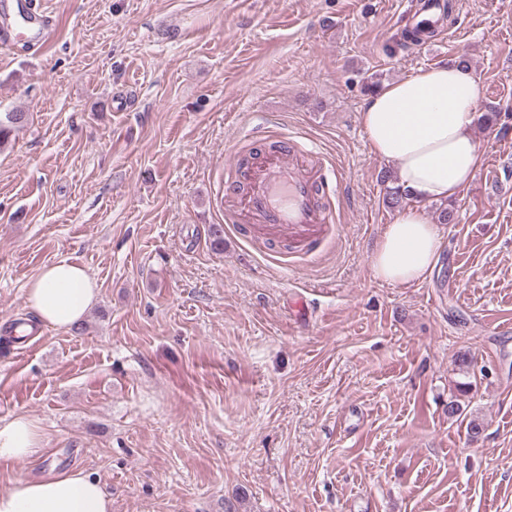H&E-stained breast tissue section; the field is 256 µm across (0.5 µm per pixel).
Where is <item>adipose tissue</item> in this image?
<instances>
[{"mask_svg": "<svg viewBox=\"0 0 512 512\" xmlns=\"http://www.w3.org/2000/svg\"><path fill=\"white\" fill-rule=\"evenodd\" d=\"M479 84L457 64L419 69L374 89L365 99L361 123L371 152L394 162L398 184L417 199L445 202L456 197L481 164L473 133ZM441 236L422 212L406 209L376 241V278L399 286L432 271ZM99 288L81 265L60 260L29 280L25 302L38 320L69 329L95 305ZM39 423L19 415L0 419V460H24L44 447ZM0 512H112V498L99 480L83 472L19 478L0 491Z\"/></svg>", "mask_w": 512, "mask_h": 512, "instance_id": "1", "label": "adipose tissue"}]
</instances>
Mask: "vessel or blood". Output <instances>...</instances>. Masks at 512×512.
Returning <instances> with one entry per match:
<instances>
[{
	"instance_id": "1",
	"label": "vessel or blood",
	"mask_w": 512,
	"mask_h": 512,
	"mask_svg": "<svg viewBox=\"0 0 512 512\" xmlns=\"http://www.w3.org/2000/svg\"><path fill=\"white\" fill-rule=\"evenodd\" d=\"M53 31V21L39 0H22L16 26L0 27V41L35 48ZM296 146L283 138L280 150L265 155L250 172L251 191L242 203L250 219L270 224L292 236L305 239L321 225L336 221L325 190L324 158L309 164L299 162Z\"/></svg>"
}]
</instances>
